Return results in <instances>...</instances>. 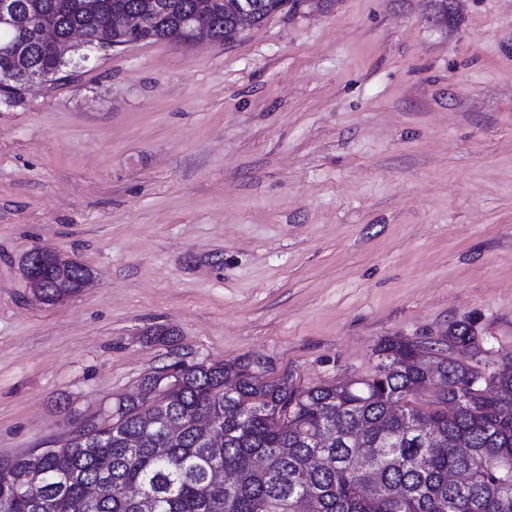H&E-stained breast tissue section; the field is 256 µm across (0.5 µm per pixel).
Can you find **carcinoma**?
<instances>
[{
    "label": "carcinoma",
    "mask_w": 512,
    "mask_h": 512,
    "mask_svg": "<svg viewBox=\"0 0 512 512\" xmlns=\"http://www.w3.org/2000/svg\"><path fill=\"white\" fill-rule=\"evenodd\" d=\"M21 26L0 29V103L23 98L27 78L54 85L91 53L133 42H226L238 36L237 0H165L138 38L111 25L139 0H15ZM263 22L300 0H260ZM198 12L204 28L178 25ZM54 19L41 34L39 16ZM75 28L88 39L60 57L52 47ZM36 294L55 303L92 275L39 247ZM472 324L434 342L386 337L374 374L352 383L303 387L293 373L265 377L248 358L210 365L171 363L143 376L139 392L87 434L0 458V512H512V353L486 350L491 381L471 362ZM224 430L216 447L199 422ZM180 424L170 435L165 422ZM232 477L214 482L213 470ZM37 480L39 509L29 495ZM103 484L91 499L87 489ZM139 488L133 498L129 487Z\"/></svg>",
    "instance_id": "cac0c4a2"
}]
</instances>
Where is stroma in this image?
Listing matches in <instances>:
<instances>
[{"instance_id": "stroma-1", "label": "stroma", "mask_w": 512, "mask_h": 512, "mask_svg": "<svg viewBox=\"0 0 512 512\" xmlns=\"http://www.w3.org/2000/svg\"><path fill=\"white\" fill-rule=\"evenodd\" d=\"M448 4L323 0L0 104V457L176 360L311 386L458 322L512 351V0ZM37 245L92 285L37 300Z\"/></svg>"}]
</instances>
